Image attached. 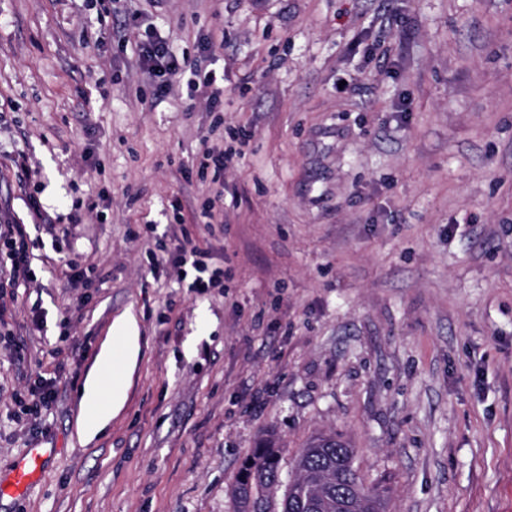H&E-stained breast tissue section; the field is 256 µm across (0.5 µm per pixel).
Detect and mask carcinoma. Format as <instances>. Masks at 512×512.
<instances>
[{"label": "carcinoma", "instance_id": "1", "mask_svg": "<svg viewBox=\"0 0 512 512\" xmlns=\"http://www.w3.org/2000/svg\"><path fill=\"white\" fill-rule=\"evenodd\" d=\"M355 467V449L342 437L319 434L300 449L294 465L293 477L288 481L277 512H311L307 491L314 475L328 468L345 472ZM257 486L256 502L262 512H271V494L280 483V457L276 441L269 437L261 440L245 458L238 473L235 489V512H249L240 497V490L247 482ZM359 512H388V488L365 485L359 496Z\"/></svg>", "mask_w": 512, "mask_h": 512}]
</instances>
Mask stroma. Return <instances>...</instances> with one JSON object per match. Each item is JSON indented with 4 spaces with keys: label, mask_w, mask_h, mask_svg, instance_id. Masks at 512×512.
<instances>
[{
    "label": "stroma",
    "mask_w": 512,
    "mask_h": 512,
    "mask_svg": "<svg viewBox=\"0 0 512 512\" xmlns=\"http://www.w3.org/2000/svg\"><path fill=\"white\" fill-rule=\"evenodd\" d=\"M120 7L135 26L0 0V221L82 218L63 252L32 239L36 281L0 294V471L55 451L0 512H234L269 433L286 476L312 436L342 435L389 512H512V0ZM150 35L220 74L219 111L178 83L158 96ZM212 128L242 152L218 185L195 164ZM184 231L223 287L153 264ZM40 376L59 400L31 416ZM92 376L126 398L85 438Z\"/></svg>",
    "instance_id": "stroma-1"
}]
</instances>
